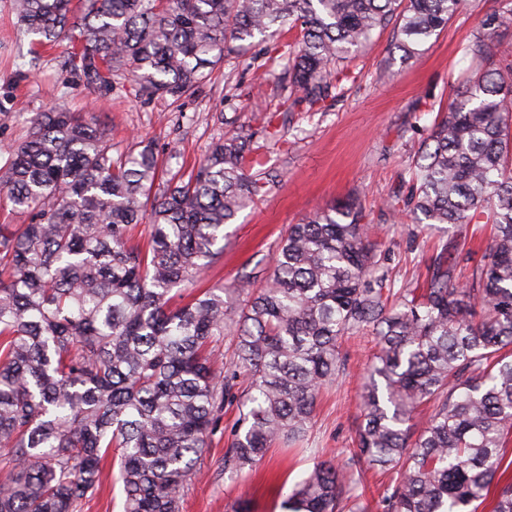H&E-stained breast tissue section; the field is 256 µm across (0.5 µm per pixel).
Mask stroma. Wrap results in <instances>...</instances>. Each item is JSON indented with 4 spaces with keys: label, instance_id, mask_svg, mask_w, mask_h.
I'll return each mask as SVG.
<instances>
[{
    "label": "stroma",
    "instance_id": "1",
    "mask_svg": "<svg viewBox=\"0 0 512 512\" xmlns=\"http://www.w3.org/2000/svg\"><path fill=\"white\" fill-rule=\"evenodd\" d=\"M492 12H512V0H468L463 12L411 61L401 60L391 29L375 32L351 64L354 80L321 112L283 106L284 62L260 48L252 49L246 65L225 57L210 82L179 107L166 98L142 96L129 78L115 81L111 89L87 92L80 75L62 66L68 45L46 49L31 44L18 28L11 0H0V165L6 148L25 137L32 113L61 99L72 111L103 122L115 152L143 142L163 157L175 145L187 171L224 133L268 124L288 131L285 143L266 156L279 169L283 187L228 225L224 257L207 271L205 284L229 285L246 272L266 273L288 225L349 199L358 200L375 225L382 264L395 287L422 286L432 258L448 242L457 246L467 279L485 249L477 225L420 231L412 217L391 221L387 205L395 192H408L410 141L434 119V106L470 75L463 48L478 33L481 18ZM341 353L342 370L323 388L305 436L276 443L256 466L238 473L225 469L224 451L239 412L237 405L225 407L196 475L181 493V512H234L242 500L250 501L253 512H281V489L298 482L314 462H351L360 425L358 394L372 344L358 338L344 344ZM123 501L118 468L108 460L99 487L83 500L80 512H122Z\"/></svg>",
    "mask_w": 512,
    "mask_h": 512
}]
</instances>
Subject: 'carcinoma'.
Wrapping results in <instances>:
<instances>
[{"label":"carcinoma","instance_id":"cac0c4a2","mask_svg":"<svg viewBox=\"0 0 512 512\" xmlns=\"http://www.w3.org/2000/svg\"><path fill=\"white\" fill-rule=\"evenodd\" d=\"M463 0H12L20 29L76 48L84 89L129 74L142 95L191 97L230 53L275 46L289 108L353 79L348 62L392 26L404 61ZM512 23L490 13L464 47L480 70L413 146L409 192L389 208L432 224H490L460 284L452 248L426 292L385 287L378 243L348 200L291 224L265 283L199 287L224 228L278 192L260 149L283 129L230 133L169 174L145 145L112 154L106 129L61 101L6 150L0 189L26 224L0 225V512H79L118 459L123 512H179L224 406L239 401L224 467L260 461L312 426L342 343L371 333L357 456L393 473L384 512H512ZM299 29L291 43L286 30ZM235 339L232 361L220 352ZM284 512H364L350 465L317 461Z\"/></svg>","mask_w":512,"mask_h":512}]
</instances>
